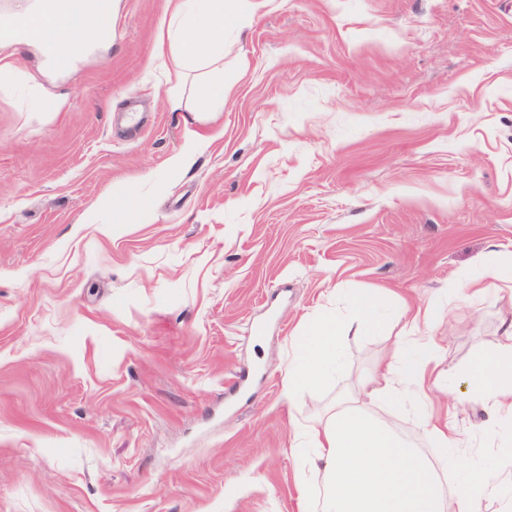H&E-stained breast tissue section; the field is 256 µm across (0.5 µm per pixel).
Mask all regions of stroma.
Wrapping results in <instances>:
<instances>
[{
	"label": "stroma",
	"instance_id": "obj_1",
	"mask_svg": "<svg viewBox=\"0 0 512 512\" xmlns=\"http://www.w3.org/2000/svg\"><path fill=\"white\" fill-rule=\"evenodd\" d=\"M163 14L0 77V512H299L293 429L410 312L452 373L512 320L465 282L512 256V0H268L224 26L215 112L169 111ZM364 288L404 303L289 402L292 341ZM456 397L461 462L498 469L512 420Z\"/></svg>",
	"mask_w": 512,
	"mask_h": 512
}]
</instances>
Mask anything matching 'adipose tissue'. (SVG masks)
<instances>
[{"label":"adipose tissue","mask_w":512,"mask_h":512,"mask_svg":"<svg viewBox=\"0 0 512 512\" xmlns=\"http://www.w3.org/2000/svg\"><path fill=\"white\" fill-rule=\"evenodd\" d=\"M99 6V0H85L81 22L72 19L69 0H58L51 12L27 10L26 16L43 22L45 39L58 46L56 62L64 63L88 53L83 35ZM227 19L225 0H166L156 36V58L163 66L194 72L196 96L213 106L223 104L231 92L218 76L224 66ZM382 302L377 291H364L354 298L352 323L324 313L293 341L286 374L289 401L336 371L340 338L354 329L378 327ZM435 314L430 305L417 309L410 320L414 337L400 342L388 361L372 366L351 392L336 398L316 426L294 432L293 454L324 480L319 496L307 483L299 484L300 512H447L451 498L461 504V512H483L490 498L499 499L504 512H512V474L468 470L453 485H445L444 463L428 459L372 412L377 403L394 414L415 402L423 410L420 429L425 435L444 448L456 442L455 424L428 409L431 393L447 391L451 380L447 370L433 363L434 337L417 333ZM503 334L505 343L474 353L462 376L497 413L512 417V323Z\"/></svg>","instance_id":"1"}]
</instances>
